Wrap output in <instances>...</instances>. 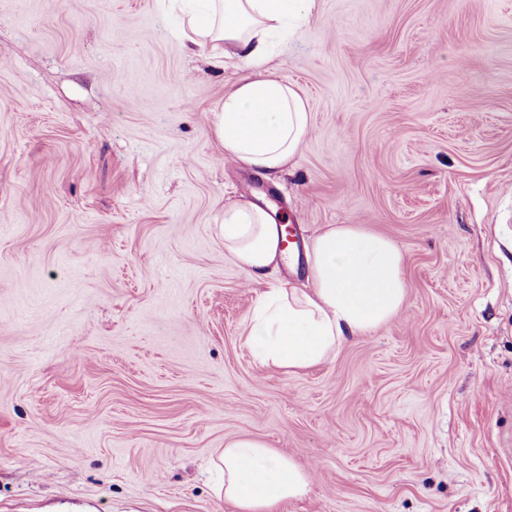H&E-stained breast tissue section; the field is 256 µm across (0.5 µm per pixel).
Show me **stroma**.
<instances>
[{"label":"stroma","mask_w":512,"mask_h":512,"mask_svg":"<svg viewBox=\"0 0 512 512\" xmlns=\"http://www.w3.org/2000/svg\"><path fill=\"white\" fill-rule=\"evenodd\" d=\"M164 2L0 0V512H235L242 436L308 472L278 512H512V0H316L269 64L312 114L275 182L212 133L248 66ZM241 199L395 241L402 315L256 363Z\"/></svg>","instance_id":"stroma-1"}]
</instances>
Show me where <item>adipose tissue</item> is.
Wrapping results in <instances>:
<instances>
[{"label": "adipose tissue", "instance_id": "adipose-tissue-1", "mask_svg": "<svg viewBox=\"0 0 512 512\" xmlns=\"http://www.w3.org/2000/svg\"><path fill=\"white\" fill-rule=\"evenodd\" d=\"M316 0H180L184 39L216 62L231 55L252 69L214 114L213 133L226 156L269 180L295 168L312 116L291 84L262 76L273 36L307 21ZM224 251L252 278L272 275L282 229L252 202L225 207ZM307 283L271 289L248 317L253 359L292 372L321 364L350 339L396 319L407 293L404 256L391 239L360 224L324 226L305 247ZM223 470L218 496L236 512H276L302 497L308 475L258 438L225 443L214 459Z\"/></svg>", "mask_w": 512, "mask_h": 512}]
</instances>
